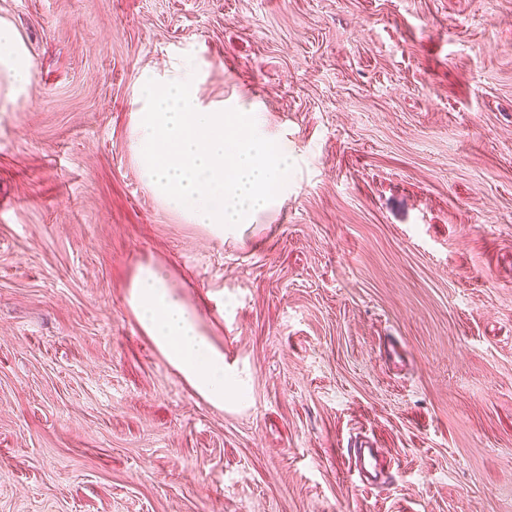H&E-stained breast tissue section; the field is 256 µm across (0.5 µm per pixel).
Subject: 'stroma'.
Masks as SVG:
<instances>
[{
  "instance_id": "35a3bbf8",
  "label": "stroma",
  "mask_w": 512,
  "mask_h": 512,
  "mask_svg": "<svg viewBox=\"0 0 512 512\" xmlns=\"http://www.w3.org/2000/svg\"><path fill=\"white\" fill-rule=\"evenodd\" d=\"M0 512H512V0H0ZM190 71L293 157L242 237L142 177L139 79ZM169 274L250 389L140 329ZM376 448L385 483L346 454ZM0 69L7 75L10 94L30 91L32 71L19 50L15 30L3 23L0 24ZM127 288L129 305L143 332L203 397L220 407L247 400V392L224 365V352L200 329L197 308L173 288L163 268L138 265Z\"/></svg>"
}]
</instances>
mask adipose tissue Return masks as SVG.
<instances>
[{"label":"adipose tissue","mask_w":512,"mask_h":512,"mask_svg":"<svg viewBox=\"0 0 512 512\" xmlns=\"http://www.w3.org/2000/svg\"><path fill=\"white\" fill-rule=\"evenodd\" d=\"M0 69L13 94L29 92L33 74L22 56L18 37L0 24ZM128 301L138 324L168 362L209 402L220 406L247 400L246 391L229 375L224 353L200 328L197 308L173 288L163 268L138 265L128 283Z\"/></svg>","instance_id":"1"}]
</instances>
